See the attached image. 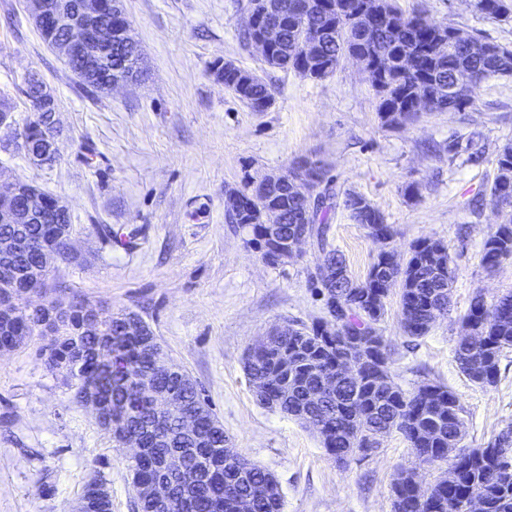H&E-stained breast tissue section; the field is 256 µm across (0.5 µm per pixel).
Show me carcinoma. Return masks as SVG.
<instances>
[{"label": "carcinoma", "mask_w": 512, "mask_h": 512, "mask_svg": "<svg viewBox=\"0 0 512 512\" xmlns=\"http://www.w3.org/2000/svg\"><path fill=\"white\" fill-rule=\"evenodd\" d=\"M283 32L275 50L272 66L288 69L300 76L322 81L333 75L344 59L352 55L384 56L392 60L388 71L373 85L377 110L383 124L397 127L418 119V103L429 99L436 112H464L473 105L472 90L448 93L458 73L467 71L476 84L490 79L512 78V47L475 37L473 42L448 41L451 26L432 20L426 13L404 16L394 0H374L379 17L369 18L360 10L364 0H286ZM477 12L495 19L512 14L507 0H474ZM321 32L320 41L311 56H302L305 36ZM66 67L81 85L105 91L111 77L136 81L143 76V52L139 43L112 48V71L103 68L83 70L82 58L75 56ZM224 87L253 112H266L275 104L272 87L261 76L244 82L239 70L224 73ZM48 134L47 121L35 112L20 133L23 150L40 149ZM497 176L490 187L491 204L512 210V144H504L496 156ZM258 178L246 181L241 192L246 194L238 224L243 226L246 243L260 253L262 261L278 265L272 258L273 238L285 241L305 229L316 239V265L329 263L344 276L328 279L324 288L338 298L347 315L332 318V312L311 325L292 322L288 332L270 337L269 341L250 350L243 362L245 375L263 380V391L256 396L259 404L276 410L311 428L327 455L338 463H346L355 453L373 448L374 434L399 433L407 442L415 462L420 466L450 463L454 480H438L427 489L414 486L415 470L401 472L391 487L393 512H461L459 504L474 497L481 500L483 512H512V429L509 428L482 448L456 445V437L464 428L457 397L442 384L424 381L431 389L423 398L397 385L392 375L379 376L378 368H389L391 349L377 328L386 311L390 288H400V314L404 332L411 338L426 335L434 320L431 312L448 311L454 272L448 247L438 239L423 238L410 247L406 261L382 250L371 263L365 279L359 281L347 273V265L339 251L327 242L328 214L335 209L336 193L324 167H319L318 192L314 200V224L299 223L296 194L273 191L250 194ZM268 206L278 207L286 216L285 223L270 227L255 222L254 211ZM344 208L357 224L367 228L380 241L393 237L394 230L385 223L380 210L368 199L348 193ZM71 223L70 215L45 210L38 224L0 226V234H17L42 243L54 254V261H73L68 243L57 239L58 224ZM512 259V215L495 225L485 235L481 263L492 269ZM49 265L42 254L26 249L15 255L7 268L0 270V285L15 284L30 277L46 284ZM130 313L110 318V335L87 337V350L92 352L82 362L76 375L71 373L74 358L69 344L62 340L42 345L44 365L52 374L61 375L80 385L85 377L102 381V400L112 410V432L117 441L136 436L145 448L139 458L129 460L132 487L157 478V464L171 452L183 448L187 466H198L196 457L210 461L211 468L199 479L177 489L165 512H240V500L256 483L269 481L271 472L240 456L224 458V427L202 397L188 375L177 377L153 367L150 351L159 346L146 337L125 331ZM40 317L26 310L17 311L9 327L0 326V347H17L20 338L37 335ZM462 323L471 325L484 342L470 346L457 338L454 357L462 372L480 387H493L500 377V359L512 349V292L500 296L489 305L480 294L470 302ZM357 362L355 370L344 375L343 360ZM331 379V392L314 406L308 395L321 378ZM168 393L173 410L168 434L158 438L144 420L150 416V402L142 395V385ZM192 411L197 416L198 431L193 437L178 430L179 414ZM94 481L83 497L96 504L91 512H112V500L96 501ZM283 493L279 482L265 497L254 502L252 512H282Z\"/></svg>", "instance_id": "cac0c4a2"}]
</instances>
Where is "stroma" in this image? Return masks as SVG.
<instances>
[{"mask_svg": "<svg viewBox=\"0 0 512 512\" xmlns=\"http://www.w3.org/2000/svg\"><path fill=\"white\" fill-rule=\"evenodd\" d=\"M473 0H396L488 40L512 45V19H488ZM147 77L106 94L80 87L41 39L22 0H0V100L17 124L31 116L22 94L37 73L55 96L58 155L33 164L15 134L0 130V182L27 181L63 201L79 258L49 273L51 295L77 293L117 313L131 310L151 327L169 363L196 381L230 446L272 472L283 512H392L391 485L414 459L401 435L348 464L331 459L300 422L260 405L243 371L248 347L290 321L323 317L310 274L317 247L307 242L288 264L270 267L224 215V190L322 162L334 189L369 199L392 224L397 258L421 238L448 247L455 279L447 314L426 336L405 335L399 290L391 288L379 324L404 390L444 384L461 406L464 444H487L512 426V350L496 386L482 388L459 369L454 344L470 299L512 291V259L483 267L482 241L501 221L489 201L499 147L512 142V79L475 91L463 112H425L398 129L382 125L361 66L347 60L326 80L264 64L242 39L248 0H124ZM229 59L261 74L275 105L253 112L211 74ZM418 189L408 199V185ZM121 235L116 245L103 227ZM329 241L350 275L364 279L380 245L347 210L330 214ZM33 338L0 353V512H74L85 485L101 480L112 512H133L128 449L76 404L63 377L49 374Z\"/></svg>", "mask_w": 512, "mask_h": 512, "instance_id": "35a3bbf8", "label": "stroma"}]
</instances>
